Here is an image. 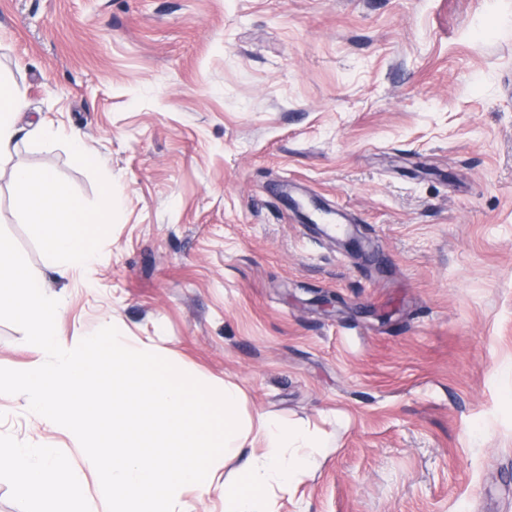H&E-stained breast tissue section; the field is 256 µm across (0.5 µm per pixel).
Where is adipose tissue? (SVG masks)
Returning <instances> with one entry per match:
<instances>
[{
	"label": "adipose tissue",
	"mask_w": 512,
	"mask_h": 512,
	"mask_svg": "<svg viewBox=\"0 0 512 512\" xmlns=\"http://www.w3.org/2000/svg\"><path fill=\"white\" fill-rule=\"evenodd\" d=\"M22 104L15 88L0 81V159L9 156L16 147L20 134L16 117ZM11 178L30 230L41 243L52 268L61 272L91 269L99 252L89 233L84 204L49 170L35 171L18 165Z\"/></svg>",
	"instance_id": "ef3b65f1"
}]
</instances>
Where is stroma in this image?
Wrapping results in <instances>:
<instances>
[{"mask_svg":"<svg viewBox=\"0 0 512 512\" xmlns=\"http://www.w3.org/2000/svg\"><path fill=\"white\" fill-rule=\"evenodd\" d=\"M0 77L99 161L0 164L60 340L113 324L325 436L277 512H512V0H0ZM17 164L94 212L93 268L47 270ZM0 433L80 458L6 397Z\"/></svg>","mask_w":512,"mask_h":512,"instance_id":"obj_1","label":"stroma"}]
</instances>
